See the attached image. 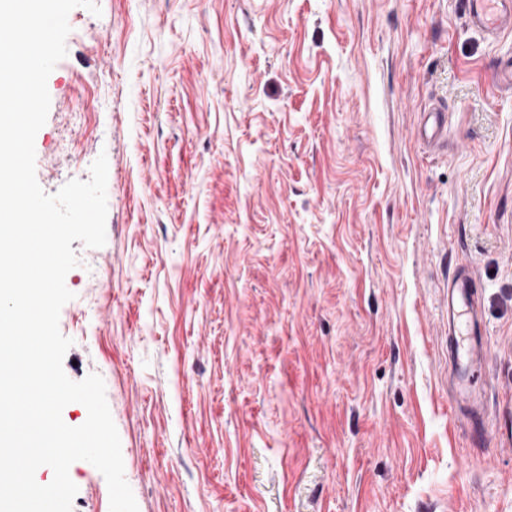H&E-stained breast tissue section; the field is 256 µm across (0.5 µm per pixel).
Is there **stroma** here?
<instances>
[{"label": "stroma", "instance_id": "1", "mask_svg": "<svg viewBox=\"0 0 512 512\" xmlns=\"http://www.w3.org/2000/svg\"><path fill=\"white\" fill-rule=\"evenodd\" d=\"M97 4L68 16L35 168L52 194L107 157L59 328L139 512H512V33L463 0ZM461 269L480 446L448 391ZM69 475L72 512H109L92 464ZM446 112L445 108H433L426 113L428 118L419 131L421 140L433 144L443 137L447 122ZM478 280L461 271L448 281V359L453 396L470 418L474 441L484 444L487 426L482 396L474 388L475 376L487 361Z\"/></svg>", "mask_w": 512, "mask_h": 512}]
</instances>
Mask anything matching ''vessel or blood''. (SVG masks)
I'll list each match as a JSON object with an SVG mask.
<instances>
[{"instance_id":"1","label":"vessel or blood","mask_w":512,"mask_h":512,"mask_svg":"<svg viewBox=\"0 0 512 512\" xmlns=\"http://www.w3.org/2000/svg\"><path fill=\"white\" fill-rule=\"evenodd\" d=\"M472 25L496 36L512 31V0H464ZM445 109L428 111L419 131L427 143L439 141L445 132ZM480 289L476 277L461 271L448 282V359L453 396L457 406L470 418L473 440L485 442L487 426L482 396L474 387L475 376L487 361L483 338V315L479 304Z\"/></svg>"}]
</instances>
